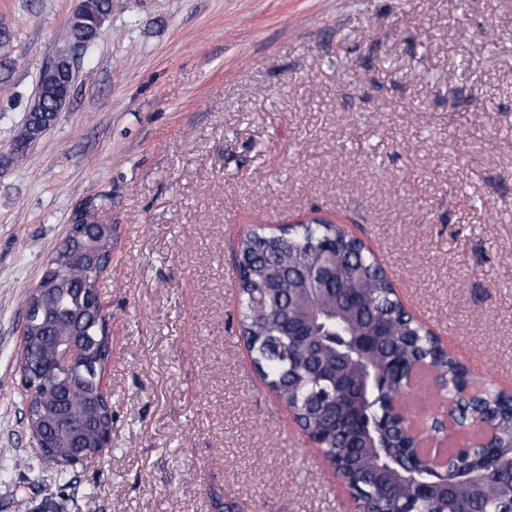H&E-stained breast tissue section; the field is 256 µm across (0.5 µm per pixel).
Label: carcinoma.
<instances>
[{"mask_svg": "<svg viewBox=\"0 0 512 512\" xmlns=\"http://www.w3.org/2000/svg\"><path fill=\"white\" fill-rule=\"evenodd\" d=\"M112 15V0H83L79 15L69 21L67 37L72 44H94L104 20ZM73 59L63 56L42 69L38 89L26 109L25 122L14 145L13 160L27 154L33 135L54 121L73 92ZM112 226L90 218L83 237L66 238L52 261L63 273L43 277L37 283L48 297L41 314L22 330L19 362L29 371L54 370V339L72 336L86 354L62 374L68 393L42 387L28 397L27 423L47 439L65 474L67 462L77 456L93 457L100 451V436L112 428V410L101 391V370L109 363L107 318L90 275L98 257L109 252ZM239 291L242 307L239 335L253 354L259 374L322 450L342 470L361 509L372 512H415L411 494L422 477L414 449L387 421L381 429L372 423L356 426L358 418L374 413L376 403L402 381L403 370L421 359L433 360L437 383H453L460 389L478 380L465 365L435 349L398 302L396 293L370 250L361 240L342 237L334 224H288L282 230L249 229L239 240ZM322 264L333 271V290L311 295V282L295 274L300 266ZM313 327L308 338L293 335L288 323ZM379 326L381 336L371 358L358 357L350 341L353 333ZM398 361V369L380 378L379 384L354 398L336 390L340 383L356 386L370 373ZM479 413H491L499 435L494 451H512V398L492 388L480 399ZM395 448L409 461L391 490L375 484L370 475L382 458L381 449ZM512 501V489L488 490L483 482L463 484L449 500L436 496L424 505L428 512H488Z\"/></svg>", "mask_w": 512, "mask_h": 512, "instance_id": "obj_1", "label": "carcinoma"}]
</instances>
